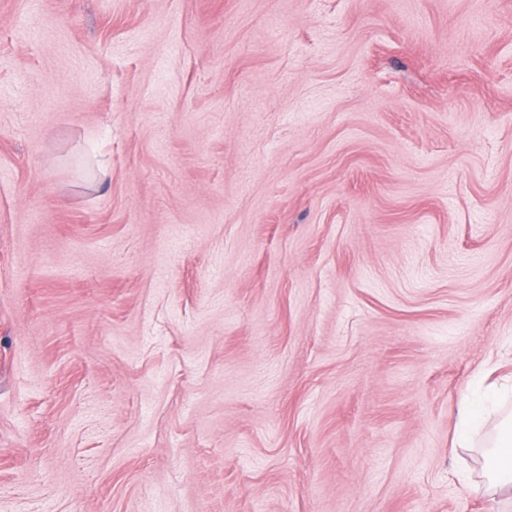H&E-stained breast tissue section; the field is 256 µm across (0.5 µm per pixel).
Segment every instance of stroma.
Returning a JSON list of instances; mask_svg holds the SVG:
<instances>
[{
  "instance_id": "stroma-1",
  "label": "stroma",
  "mask_w": 512,
  "mask_h": 512,
  "mask_svg": "<svg viewBox=\"0 0 512 512\" xmlns=\"http://www.w3.org/2000/svg\"><path fill=\"white\" fill-rule=\"evenodd\" d=\"M512 0H0V512H512ZM511 421L506 426L510 432V438L506 441L497 440L494 448H497L489 457L488 470L495 479V486H504L512 483V442H511ZM504 448V449H503Z\"/></svg>"
}]
</instances>
